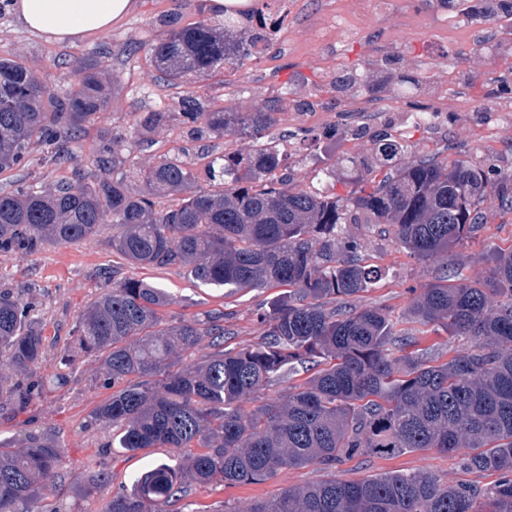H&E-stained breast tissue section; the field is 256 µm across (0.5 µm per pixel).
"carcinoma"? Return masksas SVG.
<instances>
[{
	"label": "carcinoma",
	"instance_id": "cac0c4a2",
	"mask_svg": "<svg viewBox=\"0 0 512 512\" xmlns=\"http://www.w3.org/2000/svg\"><path fill=\"white\" fill-rule=\"evenodd\" d=\"M466 20L512 19V0H458ZM239 19L218 25L202 17L170 27L148 49L170 79L211 71L249 50L258 35L224 42ZM74 89L56 97L22 63L0 58V173L24 167L35 146L49 160L70 159L65 144L108 105L112 77L95 63L71 64ZM338 87L361 92L358 71ZM268 111L205 112L185 100L183 122L223 136L257 140L247 156L217 157L210 180L158 159L140 172L144 189L84 173L54 191L26 187L0 194V253H34L92 239L112 216V250L134 267L184 269L205 285L279 288L260 313L254 345L223 347L224 316L208 314L173 326L163 311L173 299L142 279L105 281L78 316L73 339L102 357L96 380L112 394L92 412L128 451L194 448L179 464L158 463L112 496L102 512H164L188 477L201 484L258 483L283 469L333 471L356 454L389 456L436 450L458 454L469 471L499 475L489 488L449 483L430 471L336 478L288 488L243 512H512V249L491 260L482 283L446 276L427 284L408 307V322L438 327L466 342L429 360L415 350L418 329L358 305L376 279L361 263L360 243L341 236L345 224H387L398 244L429 260L482 229L485 171L465 160L443 167L430 158L397 164L401 143L383 139L374 155L353 162L354 181L373 184L336 198L288 186L277 178V145L262 140ZM135 140L112 138L94 161L102 169L130 152ZM383 179H377L378 172ZM338 301L339 307L327 304ZM219 350L192 355L205 339ZM46 337L30 306L0 287V397L24 409L43 394L28 376L47 360ZM191 361L172 369L175 356ZM311 375L291 382L298 368ZM288 379L285 394L255 404L258 394ZM65 453L51 430L0 440V512H27L35 497L58 489ZM112 481L106 471L78 474L85 494Z\"/></svg>",
	"mask_w": 512,
	"mask_h": 512
}]
</instances>
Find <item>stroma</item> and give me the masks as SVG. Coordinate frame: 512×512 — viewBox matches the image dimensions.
Here are the masks:
<instances>
[{
    "label": "stroma",
    "mask_w": 512,
    "mask_h": 512,
    "mask_svg": "<svg viewBox=\"0 0 512 512\" xmlns=\"http://www.w3.org/2000/svg\"><path fill=\"white\" fill-rule=\"evenodd\" d=\"M294 2L298 17L289 23L287 37L269 45L263 56L244 54L230 70L191 72L175 81L154 66L147 50L167 22L184 27L198 21L205 12L204 0H143L122 25L75 44L31 36L10 10L0 11V57L31 69L54 95L71 91L67 65L77 59L95 62L114 79L106 111L71 143L72 161L56 165L45 160L41 149H34L26 167L0 173V192L74 181L76 172L88 171L99 148L116 134L139 141L140 146L128 161L107 169L106 178L141 191L138 170L163 156L182 162L202 178L211 159L248 154L253 143L240 134H192L180 115L182 99L192 97L204 110L227 112H263L276 100L280 107L267 135L279 145L280 173L290 177L292 187L339 197L357 191L344 160L371 156L377 139L386 133L405 145L406 159L430 156L448 166L466 160L482 166L489 177L481 231L448 255L422 261L401 248L386 225H349V233L361 244L364 263L379 272L361 305L398 316L415 289L437 277L457 274L485 280L491 253L512 246V210L501 207L495 188L500 173L512 172V26L476 25L461 16L451 17L441 0H406L408 14L402 20L392 18L391 0H366L359 11L353 8L355 0H328L324 11L317 9L318 0ZM332 24L341 27L342 38L328 46L323 35ZM352 67L368 71V88L358 96L338 92L332 85L336 76ZM412 76L431 78L435 96L413 90L408 82ZM152 110L168 112L169 120L150 130L139 129L138 115ZM419 110L434 112V123L410 124L408 115ZM133 273L113 251L108 224L84 242L33 254H0V285L32 302L33 315L43 325L49 357L34 377L51 387L21 412L0 398V437L18 439L48 427L66 456L59 496L31 500L28 512H50L62 500L72 512H99L149 465L172 464L179 455L175 448L124 451L113 447L111 429L91 423L92 411L109 395L108 389L94 383L103 373L99 358L77 352L66 382H53L54 357L71 345L77 317L93 301L105 275L120 279ZM138 273L173 297L164 312L168 323L220 311L227 346L246 347L263 334L258 315L267 309L274 289L228 295L222 288L193 281L176 267ZM98 470L111 472V482L84 496L74 483L75 474ZM417 470L482 486L497 480L493 474L464 470L457 458L433 450L386 458L361 454L338 466L333 475L349 481ZM328 475L307 466L279 471L259 483H193L167 510L245 512L253 503L273 500L289 487L319 482Z\"/></svg>",
    "instance_id": "obj_1"
}]
</instances>
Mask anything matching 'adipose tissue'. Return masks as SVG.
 I'll return each mask as SVG.
<instances>
[{"label":"adipose tissue","instance_id":"adipose-tissue-1","mask_svg":"<svg viewBox=\"0 0 512 512\" xmlns=\"http://www.w3.org/2000/svg\"><path fill=\"white\" fill-rule=\"evenodd\" d=\"M23 30L58 42L85 39L136 12L140 0H12Z\"/></svg>","mask_w":512,"mask_h":512}]
</instances>
